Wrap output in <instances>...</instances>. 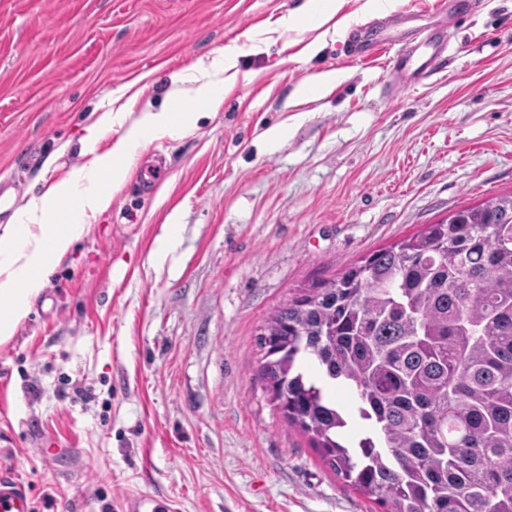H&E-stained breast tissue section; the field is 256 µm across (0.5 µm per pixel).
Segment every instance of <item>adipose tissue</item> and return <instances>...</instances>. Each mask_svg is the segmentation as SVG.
Returning a JSON list of instances; mask_svg holds the SVG:
<instances>
[{"label":"adipose tissue","instance_id":"obj_1","mask_svg":"<svg viewBox=\"0 0 512 512\" xmlns=\"http://www.w3.org/2000/svg\"><path fill=\"white\" fill-rule=\"evenodd\" d=\"M234 56L231 50L217 52L209 64L214 79L203 82L190 95L174 90L161 111L144 113L108 152L101 153L97 150L99 139L121 120L120 113H104L88 128L86 142L93 154L89 164L68 181L28 200L22 209L23 223L0 230V345L13 338L55 264L87 232L86 215L109 206L107 188L123 183L125 159L144 143L174 137L190 127L196 114L187 109L188 100L212 109L220 106L216 76L229 69Z\"/></svg>","mask_w":512,"mask_h":512}]
</instances>
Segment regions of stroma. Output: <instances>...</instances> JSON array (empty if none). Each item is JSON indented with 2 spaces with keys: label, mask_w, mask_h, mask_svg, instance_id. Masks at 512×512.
Returning <instances> with one entry per match:
<instances>
[{
  "label": "stroma",
  "mask_w": 512,
  "mask_h": 512,
  "mask_svg": "<svg viewBox=\"0 0 512 512\" xmlns=\"http://www.w3.org/2000/svg\"><path fill=\"white\" fill-rule=\"evenodd\" d=\"M302 2L0 0V182L27 199L86 164L103 112L125 119L102 151L237 51L221 105L128 159L0 345V472L34 512H383L274 407L256 334L300 285L512 191V0H474L442 71L392 97L350 31L432 27L448 0H344L328 36ZM124 506L128 512H170V503L159 495L140 494L127 497Z\"/></svg>",
  "instance_id": "35a3bbf8"
}]
</instances>
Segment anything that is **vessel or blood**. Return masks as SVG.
Listing matches in <instances>:
<instances>
[{"label": "vessel or blood", "mask_w": 512, "mask_h": 512, "mask_svg": "<svg viewBox=\"0 0 512 512\" xmlns=\"http://www.w3.org/2000/svg\"><path fill=\"white\" fill-rule=\"evenodd\" d=\"M448 50L445 31L438 28L402 30L374 42L359 36L351 47L352 56L374 51L390 53L394 63L393 87H405L411 79L434 74ZM127 512H170L167 499L153 494L125 498ZM0 512H32L31 499L12 477L0 475Z\"/></svg>", "instance_id": "1"}]
</instances>
